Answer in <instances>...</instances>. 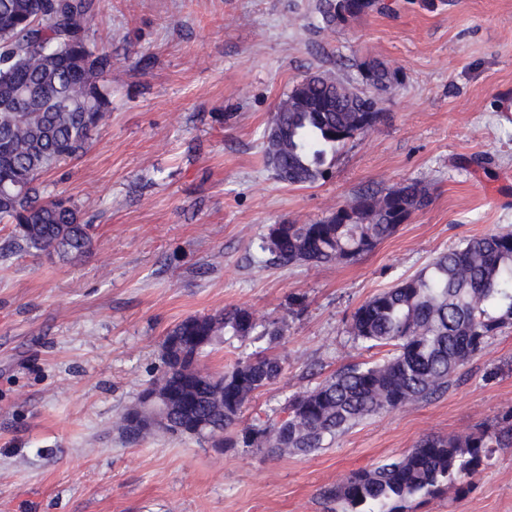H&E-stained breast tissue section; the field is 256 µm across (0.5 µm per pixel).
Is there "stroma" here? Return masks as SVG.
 Wrapping results in <instances>:
<instances>
[{
	"instance_id": "35a3bbf8",
	"label": "stroma",
	"mask_w": 512,
	"mask_h": 512,
	"mask_svg": "<svg viewBox=\"0 0 512 512\" xmlns=\"http://www.w3.org/2000/svg\"><path fill=\"white\" fill-rule=\"evenodd\" d=\"M318 3L97 0L90 41L112 54V104L87 154L44 179L93 224L92 250L0 259V512H330L324 491L352 472L512 410L509 325L444 394L310 455L113 428L186 317L239 306L283 324L279 342L228 337L203 361L221 373L255 351L282 359L243 410L270 423L292 394L385 356L348 333L361 304L465 239L512 231V0H377L333 29L317 28ZM368 58L399 71L383 119L323 179L279 181L261 143L280 98ZM410 180L430 204L355 262L282 268L256 249L269 225L317 222ZM404 512H512V448L494 449L468 492Z\"/></svg>"
}]
</instances>
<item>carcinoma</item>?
<instances>
[{"label":"carcinoma","mask_w":512,"mask_h":512,"mask_svg":"<svg viewBox=\"0 0 512 512\" xmlns=\"http://www.w3.org/2000/svg\"><path fill=\"white\" fill-rule=\"evenodd\" d=\"M367 8L365 0H319L317 10L331 29ZM97 22L95 0H0V223L10 229L0 257L23 252L75 261L92 250L93 226L82 222L71 197L42 189V178L61 161L87 153L111 104L98 78L112 72V54L88 42ZM359 68V84L312 73L280 99L273 114L279 134L262 137L264 161L280 180L304 185L324 178L337 148L383 118L375 95L398 80V71L379 59ZM430 200L420 181L367 190L324 220L269 225L258 250L282 267L350 263ZM511 323L512 232L486 233L361 304L350 335L370 348H390L388 357L345 367L293 394L278 422L243 426L241 417L254 395L281 376L280 358L242 359L222 374L202 367V357L226 335L256 334L271 343L282 338L280 328L260 332L251 311L230 307L189 316L166 333L159 373L114 428L130 441L154 433L131 429L141 395L178 391L184 400L165 404L161 433L193 438L206 430L223 436L226 448L311 454L368 417L447 391L487 339ZM511 447L512 411L469 435L425 437L399 458L353 472L324 497L342 512H404L416 496L467 491L491 449Z\"/></svg>","instance_id":"cac0c4a2"}]
</instances>
